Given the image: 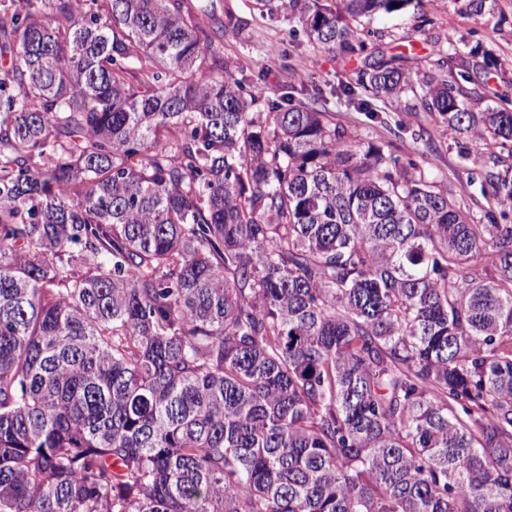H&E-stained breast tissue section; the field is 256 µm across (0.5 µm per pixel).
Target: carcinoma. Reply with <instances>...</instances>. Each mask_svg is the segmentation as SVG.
<instances>
[{"label": "carcinoma", "instance_id": "carcinoma-1", "mask_svg": "<svg viewBox=\"0 0 512 512\" xmlns=\"http://www.w3.org/2000/svg\"><path fill=\"white\" fill-rule=\"evenodd\" d=\"M368 119L412 85L351 22ZM194 0H0V512H512V166L477 224L324 90L248 91ZM512 143V110L421 80Z\"/></svg>", "mask_w": 512, "mask_h": 512}]
</instances>
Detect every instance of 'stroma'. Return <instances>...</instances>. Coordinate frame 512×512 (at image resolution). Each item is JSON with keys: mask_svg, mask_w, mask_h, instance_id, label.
I'll return each instance as SVG.
<instances>
[{"mask_svg": "<svg viewBox=\"0 0 512 512\" xmlns=\"http://www.w3.org/2000/svg\"><path fill=\"white\" fill-rule=\"evenodd\" d=\"M234 10L249 23V40H224L225 58L236 65L234 75L245 83H260L267 92L296 83L308 73L317 84H337L352 72L357 60L314 46L297 21L263 19L255 0H230ZM462 0H415L407 9L362 21V38L368 50L400 54L413 80L438 71L441 59L476 54L488 58L487 69L477 78L499 98L512 103V0H486L481 14L462 13ZM327 108L337 122L357 128L365 137L389 141L402 162L415 163L437 185L448 188L458 203L475 217L493 208L483 196L480 172L491 156H507L499 146L479 147L470 161L457 154V134L423 112L418 92L409 91L401 103L386 104L381 121L329 97Z\"/></svg>", "mask_w": 512, "mask_h": 512, "instance_id": "35a3bbf8", "label": "stroma"}]
</instances>
